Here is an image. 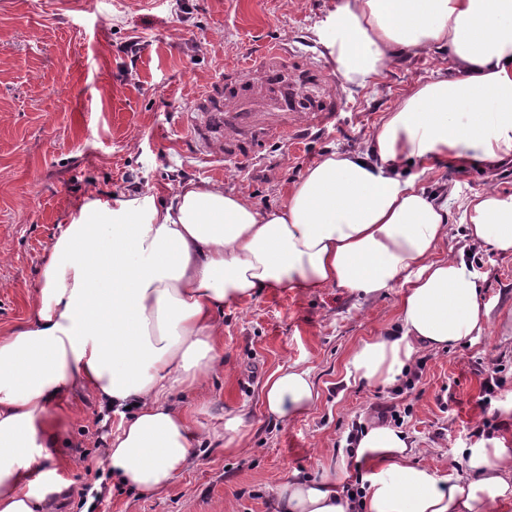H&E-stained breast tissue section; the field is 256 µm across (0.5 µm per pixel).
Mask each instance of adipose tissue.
I'll list each match as a JSON object with an SVG mask.
<instances>
[{
  "label": "adipose tissue",
  "instance_id": "1",
  "mask_svg": "<svg viewBox=\"0 0 512 512\" xmlns=\"http://www.w3.org/2000/svg\"><path fill=\"white\" fill-rule=\"evenodd\" d=\"M342 88L374 83L396 58L448 51L437 71L385 112L365 150L333 152L308 168L274 211L187 182L163 201L135 194L91 199L54 241L35 311L0 333V512H51L67 484L46 468L82 389L128 413L106 466L144 493L186 468L196 436L173 390H202L222 369L216 347L225 304L262 288H346L372 298L402 283L397 331L362 341L346 375L393 382L423 351L486 331L482 294L462 258L435 255L449 197L419 179L443 163L466 169L512 161V0H339L321 38ZM470 244L512 253V196L490 189L469 202ZM268 414L286 421L314 401L308 371L278 368L265 381ZM364 463L348 501L351 466ZM512 501V447L480 439L464 472L416 461L403 433L366 429L336 477L286 478L280 512H501Z\"/></svg>",
  "mask_w": 512,
  "mask_h": 512
}]
</instances>
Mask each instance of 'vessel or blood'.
<instances>
[{"label":"vessel or blood","mask_w":512,"mask_h":512,"mask_svg":"<svg viewBox=\"0 0 512 512\" xmlns=\"http://www.w3.org/2000/svg\"><path fill=\"white\" fill-rule=\"evenodd\" d=\"M287 55L284 46L273 47L257 63L227 68L196 96L193 109L206 121L193 125L191 135L202 151L246 165L256 161L260 141L293 140L335 123L342 99L332 94L308 99L300 78L285 74Z\"/></svg>","instance_id":"b4317fda"}]
</instances>
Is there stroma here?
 Here are the masks:
<instances>
[{
  "label": "stroma",
  "mask_w": 512,
  "mask_h": 512,
  "mask_svg": "<svg viewBox=\"0 0 512 512\" xmlns=\"http://www.w3.org/2000/svg\"><path fill=\"white\" fill-rule=\"evenodd\" d=\"M339 0H0V331L25 323L53 241L89 195L167 196L187 181L216 182L257 207H281L305 171L328 153L365 149L380 117L437 70L445 53L406 55L374 84L341 92L334 126L298 144L262 146L263 161L243 168L205 159L187 128L200 120L195 95L225 69L268 44L290 50V71H315L322 89L337 78L320 33ZM136 51H127L128 43ZM338 90V89H337ZM422 185L451 192L448 234L436 254L466 250V205L486 187L512 195V164L483 170L441 167ZM473 275L490 308L474 343L424 352L413 389L402 381L347 382L359 343L396 328L403 288L365 299L342 288L263 290L225 306L219 353L224 369L203 392L175 391L197 434L192 464L164 489L143 494L113 485L103 460L121 423L85 390L69 399L54 468L70 485L54 512H276L290 473L333 477L354 424L377 418L382 403L406 408L402 432L419 462L449 474L462 469L469 435L512 437L501 406L512 400V254L481 248ZM502 366L504 386L481 408L483 382ZM309 370L317 397L288 422L264 409L265 379L278 367ZM247 410L233 438L216 440L224 416Z\"/></svg>",
  "instance_id": "35a3bbf8"
}]
</instances>
